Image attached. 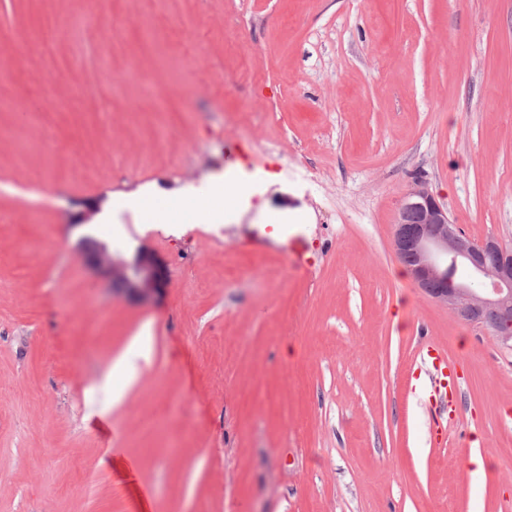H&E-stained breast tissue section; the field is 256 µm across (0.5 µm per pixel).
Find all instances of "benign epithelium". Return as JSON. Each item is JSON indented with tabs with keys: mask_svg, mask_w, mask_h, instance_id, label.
<instances>
[{
	"mask_svg": "<svg viewBox=\"0 0 512 512\" xmlns=\"http://www.w3.org/2000/svg\"><path fill=\"white\" fill-rule=\"evenodd\" d=\"M392 245L409 277L431 298L512 347V251L493 237H466L419 179L401 199ZM79 250L133 299H150L164 280L162 268L141 251L131 260L117 258L89 236Z\"/></svg>",
	"mask_w": 512,
	"mask_h": 512,
	"instance_id": "obj_1",
	"label": "benign epithelium"
}]
</instances>
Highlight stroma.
Instances as JSON below:
<instances>
[{"mask_svg": "<svg viewBox=\"0 0 512 512\" xmlns=\"http://www.w3.org/2000/svg\"><path fill=\"white\" fill-rule=\"evenodd\" d=\"M242 146L280 181L239 220L127 206ZM416 176L512 249V0H0V512H512V348L400 275ZM84 235L164 287L114 294ZM153 195H143L140 197H132L128 202V206L139 212L142 218L150 223L160 224H180V211L177 207H170L166 214L160 213L157 202L152 200ZM425 374L436 393L446 396L448 391L457 390L459 375L454 369H448V363L436 347L428 345L423 357Z\"/></svg>", "mask_w": 512, "mask_h": 512, "instance_id": "obj_1", "label": "stroma"}]
</instances>
